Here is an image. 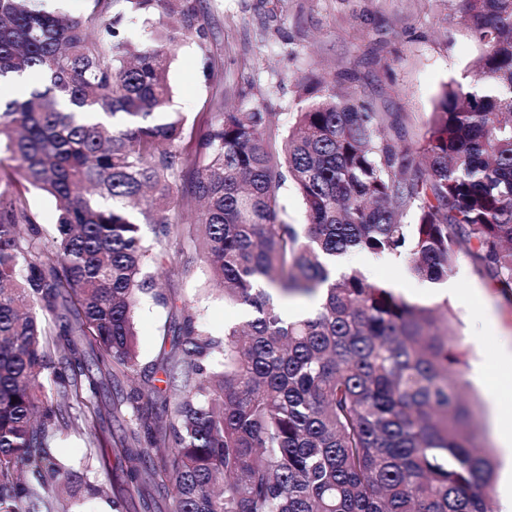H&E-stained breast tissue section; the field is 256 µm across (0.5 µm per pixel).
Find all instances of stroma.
<instances>
[{
    "instance_id": "stroma-1",
    "label": "stroma",
    "mask_w": 512,
    "mask_h": 512,
    "mask_svg": "<svg viewBox=\"0 0 512 512\" xmlns=\"http://www.w3.org/2000/svg\"><path fill=\"white\" fill-rule=\"evenodd\" d=\"M201 39L180 46L169 71L172 108L186 118L180 151L194 152L216 104L228 110L256 106L277 113L287 126L306 106V78L332 80L354 73L357 99L378 112H402L412 138L424 134L443 84L461 80L477 54L458 22L456 0H198ZM160 282L167 307L141 300L136 309L138 379L163 378L178 351L173 330L190 309L214 335L239 321L240 309L225 304L208 282L203 251L192 235L173 237ZM373 281L394 284L408 298L418 285L403 264L353 253ZM456 292L448 315L462 354L457 369L465 383L484 446L498 448L488 389L494 373L473 382L475 363L501 348L512 349V300L460 256L450 276Z\"/></svg>"
}]
</instances>
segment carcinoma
I'll return each mask as SVG.
<instances>
[{
	"label": "carcinoma",
	"instance_id": "cac0c4a2",
	"mask_svg": "<svg viewBox=\"0 0 512 512\" xmlns=\"http://www.w3.org/2000/svg\"><path fill=\"white\" fill-rule=\"evenodd\" d=\"M92 2L108 14L94 36L81 16L0 0V78L40 77L0 103V147L57 215L45 252L26 196L0 186V512L103 491L53 452L73 425L114 512H152L149 496L132 504L144 484L175 490L170 512H494L448 301L411 302L359 268L334 276L328 260L359 251L437 282L464 254L512 292V0H457L478 53L417 141L401 113L317 79L288 130L220 109L193 154L178 150L168 72L202 37L196 0ZM165 14L179 25L163 32ZM137 25L150 31L132 47ZM290 185L304 224L281 218ZM196 203L211 285L251 317L219 338L182 315L166 388L114 403L129 427L113 439L101 388L136 370V304H168L159 246ZM270 288L323 296L290 321ZM46 375L51 396L37 394Z\"/></svg>",
	"mask_w": 512,
	"mask_h": 512
}]
</instances>
